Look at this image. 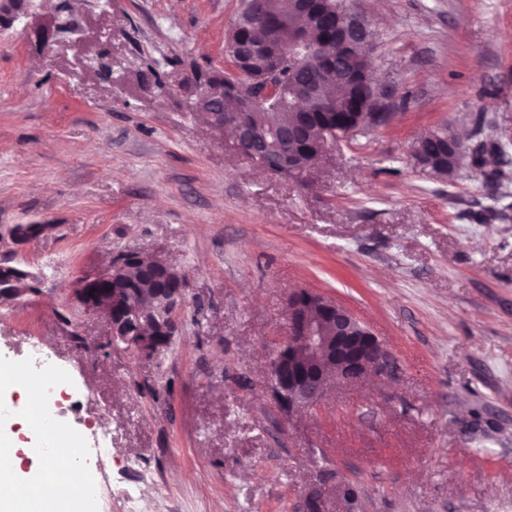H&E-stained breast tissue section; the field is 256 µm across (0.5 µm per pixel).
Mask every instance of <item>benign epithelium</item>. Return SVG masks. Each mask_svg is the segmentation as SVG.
<instances>
[{
	"instance_id": "obj_1",
	"label": "benign epithelium",
	"mask_w": 512,
	"mask_h": 512,
	"mask_svg": "<svg viewBox=\"0 0 512 512\" xmlns=\"http://www.w3.org/2000/svg\"><path fill=\"white\" fill-rule=\"evenodd\" d=\"M266 25L283 31L282 16L257 5ZM24 17L27 31H45L53 18L32 13L23 0H0V25L12 27ZM370 29L365 12L354 8L346 11L322 46H312L305 31L294 27L287 38L281 37L261 46L244 40H233L224 47L231 67L215 73L220 85L216 92L196 100L197 110L207 114L211 129L233 135V146L260 159L269 149L266 138L252 121L260 99L275 84L283 81L282 65L293 53L304 51L312 61L311 81L296 90L291 105L299 112L318 107L335 109V101L324 91L322 77L345 59L351 60L344 81L365 86L381 93L378 102L350 133L367 125L379 127L392 119L393 97L390 87L372 77L370 60L375 44L361 34ZM231 101L228 113L215 103ZM301 130L292 125L275 135V148L282 160L293 156L292 147ZM52 229L50 224H16L7 232L11 244L19 247ZM152 269L158 284L149 286L140 273ZM40 277L24 262L11 257L0 265V304L14 302L39 291ZM186 280L157 254L125 251L113 256L101 270L84 274L72 282L69 312L91 316L108 327L112 341H120L128 350L153 357L168 348L180 326L177 314L185 298ZM290 336L274 351L266 364L269 392L274 406L291 416L319 403L327 389L337 383H357L372 374L390 373L394 361L384 345L373 336L343 305L323 295L298 290L288 297ZM344 481L330 473L318 476L308 488L302 512H333V504L345 502Z\"/></svg>"
}]
</instances>
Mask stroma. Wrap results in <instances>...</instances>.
Returning a JSON list of instances; mask_svg holds the SVG:
<instances>
[{
  "mask_svg": "<svg viewBox=\"0 0 512 512\" xmlns=\"http://www.w3.org/2000/svg\"><path fill=\"white\" fill-rule=\"evenodd\" d=\"M48 45L0 30V235L42 294L0 306V366L31 345L71 375L67 432L109 420L89 512H298L324 469L351 512H512V0H362L393 120L336 142L302 179L260 172L181 88L222 71L241 0H71ZM447 131L504 147L442 178ZM148 250L187 280L181 331L145 358L98 319L61 318L80 273ZM305 289L348 307L396 375L288 417L264 365ZM444 137L448 138V151L456 160V167L459 165L461 157L467 154V148L455 137L443 133H429L421 137L415 145L414 156L417 159L423 156L428 159L440 157L444 152ZM50 230L46 224H15L7 232V237L15 247L22 246L32 238L44 235Z\"/></svg>",
  "mask_w": 512,
  "mask_h": 512,
  "instance_id": "1",
  "label": "stroma"
}]
</instances>
